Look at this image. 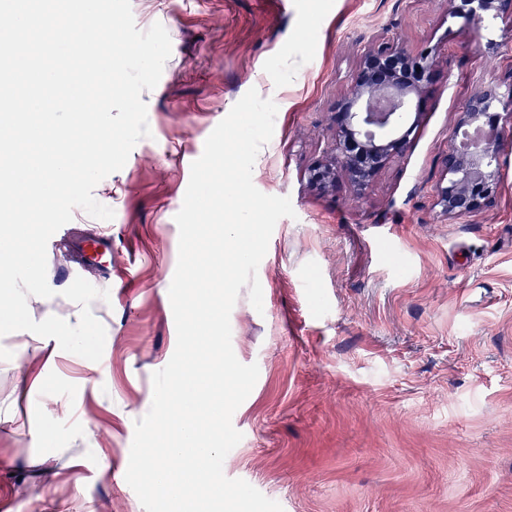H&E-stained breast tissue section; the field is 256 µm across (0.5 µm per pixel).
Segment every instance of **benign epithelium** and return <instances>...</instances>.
<instances>
[{
	"mask_svg": "<svg viewBox=\"0 0 512 512\" xmlns=\"http://www.w3.org/2000/svg\"><path fill=\"white\" fill-rule=\"evenodd\" d=\"M512 0H449L448 15L477 33ZM439 58L436 49L416 52L390 42L365 48L356 67L350 94L336 106V136L309 169L310 185L321 193L345 178L358 194L378 173L406 153L416 128L421 102L430 93ZM512 108V87L488 84L475 91L458 113L444 174L435 187V205L453 219L476 214L494 199L501 178V139H486L485 125H497Z\"/></svg>",
	"mask_w": 512,
	"mask_h": 512,
	"instance_id": "7a95c632",
	"label": "benign epithelium"
}]
</instances>
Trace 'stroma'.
<instances>
[{"label": "stroma", "mask_w": 512, "mask_h": 512, "mask_svg": "<svg viewBox=\"0 0 512 512\" xmlns=\"http://www.w3.org/2000/svg\"><path fill=\"white\" fill-rule=\"evenodd\" d=\"M135 23H161L171 55L141 99L150 137L103 179L102 222L74 209L76 232L105 227L112 262L83 270L108 300L100 362L26 333L0 337V499L7 512H143L125 481L152 375L176 347L169 287L174 220L192 161L249 90L273 100L272 139L253 183L289 197L257 276L230 322L237 359L258 380L232 422L243 438L223 471L283 512H512V149L495 201L445 219L434 189L457 114L482 85H512V13L476 36L448 0H131ZM384 39L436 47L433 91L404 157L365 194H322L305 172L336 131L361 50ZM74 273L48 252L53 297L34 320L79 313Z\"/></svg>", "instance_id": "stroma-1"}]
</instances>
